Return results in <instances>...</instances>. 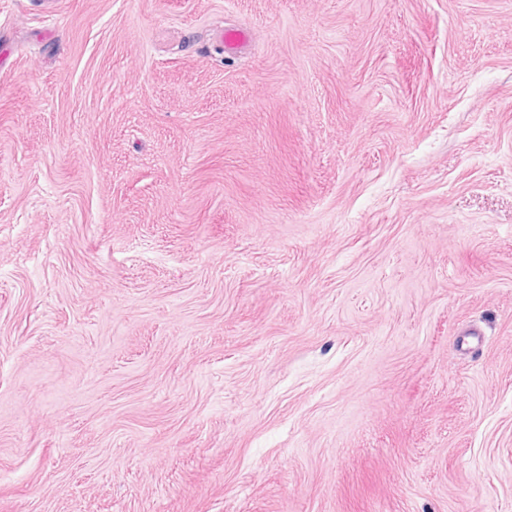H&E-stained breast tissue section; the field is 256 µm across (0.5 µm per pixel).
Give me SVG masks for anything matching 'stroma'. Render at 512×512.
<instances>
[{
	"instance_id": "obj_1",
	"label": "stroma",
	"mask_w": 512,
	"mask_h": 512,
	"mask_svg": "<svg viewBox=\"0 0 512 512\" xmlns=\"http://www.w3.org/2000/svg\"><path fill=\"white\" fill-rule=\"evenodd\" d=\"M0 512H512V0H0Z\"/></svg>"
}]
</instances>
